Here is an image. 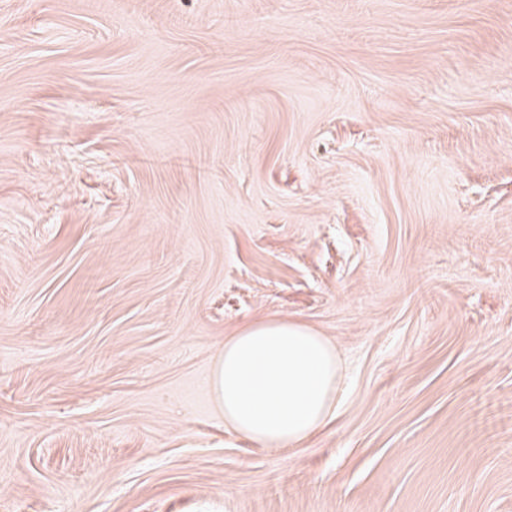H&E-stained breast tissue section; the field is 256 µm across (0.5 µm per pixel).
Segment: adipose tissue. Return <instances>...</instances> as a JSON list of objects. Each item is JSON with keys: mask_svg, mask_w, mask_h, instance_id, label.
Listing matches in <instances>:
<instances>
[{"mask_svg": "<svg viewBox=\"0 0 512 512\" xmlns=\"http://www.w3.org/2000/svg\"><path fill=\"white\" fill-rule=\"evenodd\" d=\"M341 362L311 326L267 316L225 338L210 379L224 426L265 448H295L320 432L336 404Z\"/></svg>", "mask_w": 512, "mask_h": 512, "instance_id": "adipose-tissue-1", "label": "adipose tissue"}]
</instances>
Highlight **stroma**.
Instances as JSON below:
<instances>
[{
	"label": "stroma",
	"mask_w": 512,
	"mask_h": 512,
	"mask_svg": "<svg viewBox=\"0 0 512 512\" xmlns=\"http://www.w3.org/2000/svg\"><path fill=\"white\" fill-rule=\"evenodd\" d=\"M267 315L295 448L211 398ZM0 512H512V0H0ZM341 362L311 326L267 316L224 338L210 379L224 427L265 448H295L320 432L336 404Z\"/></svg>",
	"instance_id": "obj_1"
}]
</instances>
